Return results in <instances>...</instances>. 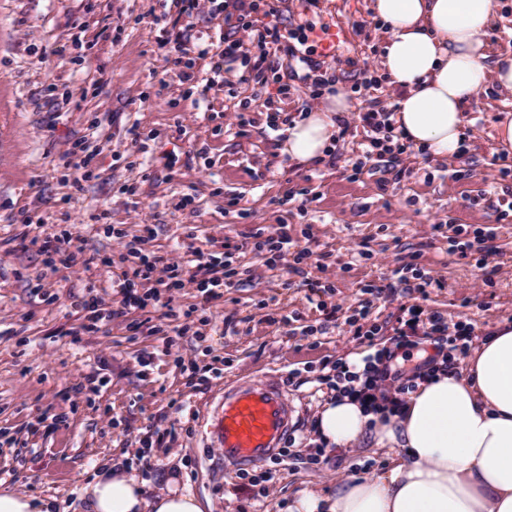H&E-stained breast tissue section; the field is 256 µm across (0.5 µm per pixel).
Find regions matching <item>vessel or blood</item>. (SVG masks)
<instances>
[{
	"label": "vessel or blood",
	"instance_id": "b4317fda",
	"mask_svg": "<svg viewBox=\"0 0 512 512\" xmlns=\"http://www.w3.org/2000/svg\"><path fill=\"white\" fill-rule=\"evenodd\" d=\"M296 427L287 388L253 378L225 388L210 411L209 447L221 449L226 474H237L279 458Z\"/></svg>",
	"mask_w": 512,
	"mask_h": 512
}]
</instances>
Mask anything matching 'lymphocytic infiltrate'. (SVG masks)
<instances>
[{
	"label": "lymphocytic infiltrate",
	"mask_w": 512,
	"mask_h": 512,
	"mask_svg": "<svg viewBox=\"0 0 512 512\" xmlns=\"http://www.w3.org/2000/svg\"><path fill=\"white\" fill-rule=\"evenodd\" d=\"M261 6L260 0H249L244 7L242 15L238 17V26L246 35V41L225 40L224 50L219 61L214 62L211 71L214 75H223L226 67L235 62H242L249 66L255 80H263L265 72L274 70L275 62L271 57L272 47L288 42L289 39L306 41L304 30L286 34L275 25H258L250 21V14L257 12ZM251 45L253 55L243 52L244 45ZM391 110L386 108L367 107L360 112L359 117L366 131L364 139L363 158L352 165L353 174H362L368 161L376 160L385 163L397 162L408 146L403 142L402 136L396 133L390 117ZM153 237L151 226H144L143 233L134 237L126 245L128 252L137 256L136 262L122 270L119 279L123 299L119 306L105 309L97 296H89L81 302L80 307L85 313L86 331H97L100 324L117 318H123L135 311L146 310L150 302L160 299V288L180 289L185 285H194L206 300L218 301L223 299L225 289L234 287L235 271L231 266L230 253H206L186 244L182 247L181 255L175 256L170 252H161L146 249L145 244ZM157 280L158 290L138 294L136 285L143 280ZM427 321V335L433 336L439 348L445 349L449 357L466 355L472 341L471 332L462 325H449L447 319L441 314L434 313L428 318H421L419 313H412L407 320L408 330H415L420 321ZM362 372L352 371L343 361H336L334 369L336 378L331 385L336 394H344L345 385L349 382H360L358 395L370 404L385 402L392 408L403 405L404 394L412 391L416 383L413 378L399 380L396 384H389L388 365L381 355L369 354L363 359Z\"/></svg>",
	"instance_id": "1"
}]
</instances>
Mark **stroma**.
Masks as SVG:
<instances>
[{
  "label": "stroma",
  "mask_w": 512,
  "mask_h": 512,
  "mask_svg": "<svg viewBox=\"0 0 512 512\" xmlns=\"http://www.w3.org/2000/svg\"><path fill=\"white\" fill-rule=\"evenodd\" d=\"M271 5L273 15L252 21L283 29L333 21L348 52L336 61L280 50L283 66L264 83L235 71L216 78L198 51L224 35L242 38L236 0H200L178 21L163 0H0V482L55 498L57 512H83L82 488L105 462L137 471L150 496L166 471L180 472L205 512H288L304 489L370 477L389 463L371 439L335 449L315 436L336 359L392 348V367L407 373L440 362L423 333L396 346L411 308L472 328L476 343L512 321V175L497 174L512 156L494 153L491 137L506 104L491 93L474 99L460 161L411 148L397 168L370 161L353 175L364 138L355 118L323 161L295 164L267 111L302 112L313 65L337 75L355 115L373 101L391 106L399 92L383 80L361 86L378 75L382 49L370 0ZM172 28L195 81H182L158 44ZM242 110L251 123L241 130L233 120ZM88 136L89 166L65 167V151ZM185 195L193 202L183 207ZM103 210L108 222H95ZM27 214L32 224H23ZM145 224L154 230L149 249L190 236L203 251L231 253L236 287L212 303L189 287L165 292L147 323L120 318L86 332L77 301L92 285L103 306L119 305L121 240ZM64 228L76 237L74 262L53 272L34 241ZM486 230L490 270L475 251L449 250L450 236ZM283 231L310 251L298 269L270 268L252 249L255 233ZM93 253L113 266H84ZM416 266L431 271L432 285L420 287ZM369 284L381 294L365 293ZM364 307L379 327L372 337L351 323ZM181 358L211 365L214 377L189 387ZM94 371L102 382H88ZM253 372L285 382L298 416L292 453L273 465L265 494L225 474L221 450L206 447L200 428L216 390ZM53 414L62 423L49 425Z\"/></svg>",
  "instance_id": "stroma-1"
}]
</instances>
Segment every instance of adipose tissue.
<instances>
[{
  "label": "adipose tissue",
  "instance_id": "1",
  "mask_svg": "<svg viewBox=\"0 0 512 512\" xmlns=\"http://www.w3.org/2000/svg\"><path fill=\"white\" fill-rule=\"evenodd\" d=\"M384 38L380 68L400 96L394 125L437 160L465 140L466 109L479 93L512 98V52L495 50L493 0H371ZM343 92L293 118L280 151L303 165L336 147ZM316 430L329 447L364 438L389 449L387 470L336 490L302 491L289 512H512V322L499 323L461 374L440 370L418 381L404 405L375 410L345 394L320 411ZM145 496L136 471L101 466L83 487L88 512H204L179 476Z\"/></svg>",
  "mask_w": 512,
  "mask_h": 512
}]
</instances>
